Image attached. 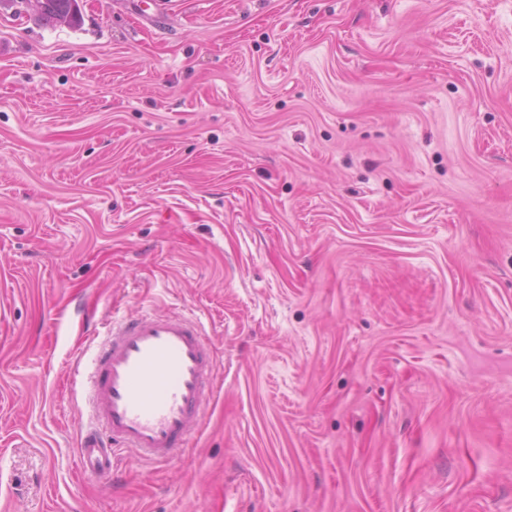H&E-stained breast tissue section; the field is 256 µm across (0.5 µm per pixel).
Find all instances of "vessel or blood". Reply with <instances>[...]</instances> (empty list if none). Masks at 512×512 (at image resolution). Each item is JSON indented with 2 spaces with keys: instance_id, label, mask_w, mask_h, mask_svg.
I'll list each match as a JSON object with an SVG mask.
<instances>
[{
  "instance_id": "vessel-or-blood-1",
  "label": "vessel or blood",
  "mask_w": 512,
  "mask_h": 512,
  "mask_svg": "<svg viewBox=\"0 0 512 512\" xmlns=\"http://www.w3.org/2000/svg\"><path fill=\"white\" fill-rule=\"evenodd\" d=\"M94 367V410L102 429L76 450L82 467L103 475L121 453L170 461L201 428L214 388V365L200 326L179 315L130 318L109 325Z\"/></svg>"
}]
</instances>
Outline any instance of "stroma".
Returning <instances> with one entry per match:
<instances>
[{
	"label": "stroma",
	"instance_id": "obj_1",
	"mask_svg": "<svg viewBox=\"0 0 512 512\" xmlns=\"http://www.w3.org/2000/svg\"><path fill=\"white\" fill-rule=\"evenodd\" d=\"M79 7L0 5V512H512V0ZM143 312L202 429L82 472ZM25 3L30 9L35 11L39 16L45 17L48 15L50 18V22L55 25H64L69 26V22L71 20L72 14L75 13L76 6L73 4L71 0H48V2L51 4V6L60 11H69L71 9V12L69 15L65 14H55V15H49L45 1L43 0H24L22 1ZM72 5V7H71Z\"/></svg>",
	"mask_w": 512,
	"mask_h": 512
}]
</instances>
